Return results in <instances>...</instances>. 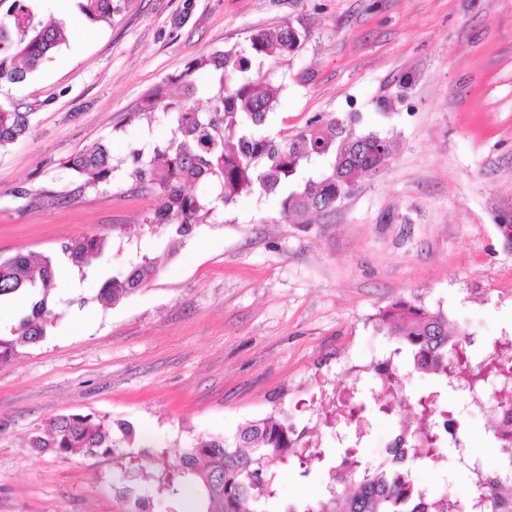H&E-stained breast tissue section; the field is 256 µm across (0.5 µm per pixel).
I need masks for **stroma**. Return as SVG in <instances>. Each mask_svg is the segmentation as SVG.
Wrapping results in <instances>:
<instances>
[{
  "instance_id": "1",
  "label": "stroma",
  "mask_w": 512,
  "mask_h": 512,
  "mask_svg": "<svg viewBox=\"0 0 512 512\" xmlns=\"http://www.w3.org/2000/svg\"><path fill=\"white\" fill-rule=\"evenodd\" d=\"M283 25L308 40L261 67L284 86L267 132L355 113L356 132L393 138L392 156L315 223L281 222L280 197L248 195L171 248L146 222L159 195L132 170L174 121L137 116L143 96L194 58ZM8 96L32 128L0 150V257L58 260L83 236L106 246L86 273L64 269L70 304L46 339L0 363V512H185L150 495L165 462L281 412L314 449L334 447L323 421L347 389L373 386L398 347L375 323L398 300L443 311L486 351L512 335V249L496 228L512 211V0H128ZM98 141L112 177L84 188L63 163ZM146 259L151 282L113 306L97 301L104 278ZM447 396L463 406L459 436L493 473L492 418ZM68 413L128 422L135 441L70 459L29 448ZM412 421L405 406L374 412L365 459L383 463L382 439ZM416 478L463 505L475 492L442 461ZM326 479L281 465L279 504L317 503Z\"/></svg>"
}]
</instances>
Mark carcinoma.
<instances>
[{
  "mask_svg": "<svg viewBox=\"0 0 512 512\" xmlns=\"http://www.w3.org/2000/svg\"><path fill=\"white\" fill-rule=\"evenodd\" d=\"M42 0H0V89L22 83L37 71L68 40L61 21L41 17ZM77 10L91 23H110L126 0H74ZM307 34L292 27L262 29L243 49L217 50L193 59L172 82L182 96L173 98L162 88L147 93L140 113L173 114L172 137L154 149L147 163L135 159L134 175L155 185L159 205L147 223L164 227L176 245L193 225L203 223L217 201L225 206L243 195L282 196V219L296 213L316 220L350 196L354 185L369 174L381 148H391L390 139L376 132L357 133L348 121L336 116H316L291 133L271 137L262 133L283 92V84L271 76L254 74L265 61H282L299 54ZM212 75L209 106L200 111L190 104L196 86L195 73ZM30 112H21L7 98H0V149L25 137L31 129ZM84 186L97 187L110 181L112 155L103 143L87 146L64 162ZM207 179L219 192L206 201L186 190ZM105 240L76 238L62 247L71 266L88 268L102 254ZM155 267L141 262L125 272L105 278L97 300L115 305L144 287ZM58 282L52 258L34 260L17 253L0 258V301L25 295L32 299L29 312L0 334V360L43 341L59 314L53 301ZM379 326L398 336L413 370L438 376L446 385L471 394H484L500 410L512 409V355L492 350L477 358L469 349L470 334H448V319L406 300L383 310ZM379 390L385 394L378 410L391 408L396 391V373L391 365L376 368ZM412 408L418 415L415 428L401 429L405 459L388 466L368 464L359 445L365 436L369 402L353 390L344 396L342 417L355 428L350 448L336 449V465L329 467L325 498L317 505L290 506L284 512H512V432H497L503 455L494 479L483 480L478 459L456 442V463L476 475V493L468 508L453 500L449 492L433 495L415 481L413 464L446 458L447 424L453 411L442 391L415 396ZM133 430L90 414H60L29 440V446L69 457L107 452L131 444ZM292 465L301 478L312 472V456L298 447V438L287 419L269 416L251 420L224 438L201 439L185 448L157 478L161 498H201L203 512H271L274 471Z\"/></svg>",
  "mask_w": 512,
  "mask_h": 512,
  "instance_id": "carcinoma-1",
  "label": "carcinoma"
}]
</instances>
